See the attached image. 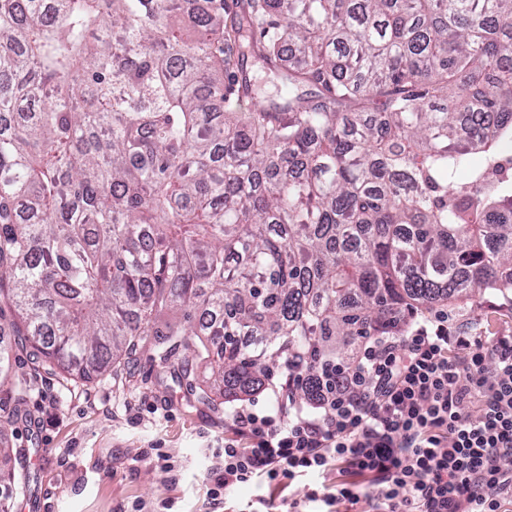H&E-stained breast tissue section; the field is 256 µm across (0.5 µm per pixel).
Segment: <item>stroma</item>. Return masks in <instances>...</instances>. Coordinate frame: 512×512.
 <instances>
[{
  "label": "stroma",
  "mask_w": 512,
  "mask_h": 512,
  "mask_svg": "<svg viewBox=\"0 0 512 512\" xmlns=\"http://www.w3.org/2000/svg\"><path fill=\"white\" fill-rule=\"evenodd\" d=\"M444 311L450 330L512 334V303L501 297ZM27 383L26 418L9 432L13 447L32 451L16 512H260L269 497L255 479L211 499L235 406L187 405L158 357L90 381L42 372Z\"/></svg>",
  "instance_id": "stroma-1"
}]
</instances>
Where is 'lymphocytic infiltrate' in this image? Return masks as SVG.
I'll use <instances>...</instances> for the list:
<instances>
[{
  "label": "lymphocytic infiltrate",
  "instance_id": "lymphocytic-infiltrate-1",
  "mask_svg": "<svg viewBox=\"0 0 512 512\" xmlns=\"http://www.w3.org/2000/svg\"><path fill=\"white\" fill-rule=\"evenodd\" d=\"M309 375L323 388L308 417L291 421L292 399L273 414L235 410L236 436L224 442V478L211 496L255 477L275 491L283 479L335 466L333 492L311 488L281 506L504 512L512 504V335L453 332L438 311L400 336L368 337L340 386L328 385L322 367ZM462 375L469 387L454 388Z\"/></svg>",
  "mask_w": 512,
  "mask_h": 512
}]
</instances>
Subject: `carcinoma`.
<instances>
[{"instance_id": "1", "label": "carcinoma", "mask_w": 512, "mask_h": 512, "mask_svg": "<svg viewBox=\"0 0 512 512\" xmlns=\"http://www.w3.org/2000/svg\"><path fill=\"white\" fill-rule=\"evenodd\" d=\"M249 58L288 91L233 112ZM506 143L512 0H0V512L21 353L90 380L183 348L230 402L512 297Z\"/></svg>"}]
</instances>
